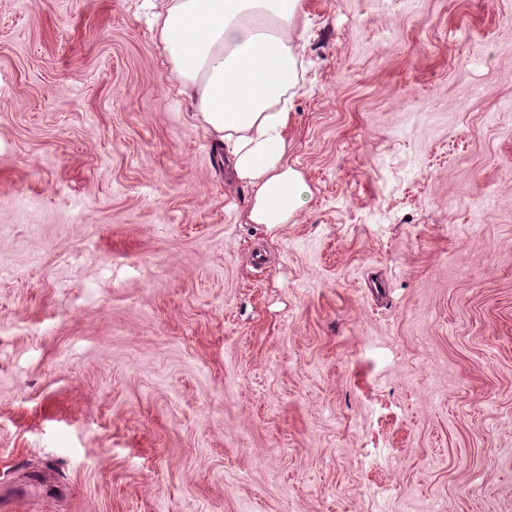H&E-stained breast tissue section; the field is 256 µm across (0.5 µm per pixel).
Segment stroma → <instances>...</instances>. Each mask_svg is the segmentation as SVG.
I'll return each instance as SVG.
<instances>
[{"mask_svg": "<svg viewBox=\"0 0 512 512\" xmlns=\"http://www.w3.org/2000/svg\"><path fill=\"white\" fill-rule=\"evenodd\" d=\"M141 0H0V512H512V0H303L288 223Z\"/></svg>", "mask_w": 512, "mask_h": 512, "instance_id": "stroma-1", "label": "stroma"}]
</instances>
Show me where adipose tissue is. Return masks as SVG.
<instances>
[{"mask_svg":"<svg viewBox=\"0 0 512 512\" xmlns=\"http://www.w3.org/2000/svg\"><path fill=\"white\" fill-rule=\"evenodd\" d=\"M194 120L255 189L249 219L284 224L300 174L288 164V91L297 58L288 34L303 0H143Z\"/></svg>","mask_w":512,"mask_h":512,"instance_id":"obj_1","label":"adipose tissue"}]
</instances>
